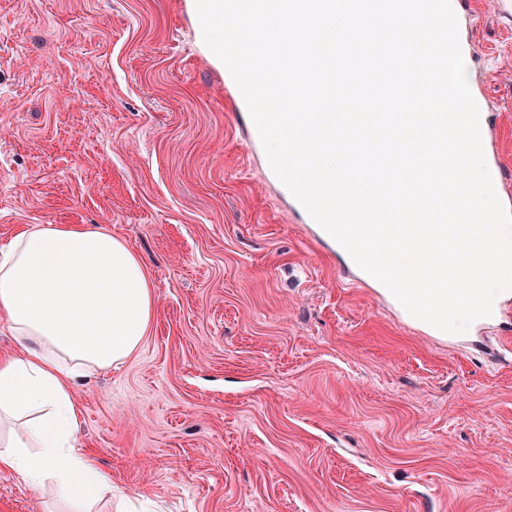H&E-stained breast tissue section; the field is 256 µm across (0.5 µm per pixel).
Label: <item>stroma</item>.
<instances>
[{"mask_svg": "<svg viewBox=\"0 0 512 512\" xmlns=\"http://www.w3.org/2000/svg\"><path fill=\"white\" fill-rule=\"evenodd\" d=\"M469 2L512 174V18ZM245 138L185 0H0V249L102 225L153 286L139 352L73 392L92 512H512V363L345 283ZM70 508L0 473V512Z\"/></svg>", "mask_w": 512, "mask_h": 512, "instance_id": "1", "label": "stroma"}]
</instances>
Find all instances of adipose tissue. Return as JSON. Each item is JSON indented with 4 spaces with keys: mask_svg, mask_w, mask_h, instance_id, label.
Returning <instances> with one entry per match:
<instances>
[{
    "mask_svg": "<svg viewBox=\"0 0 512 512\" xmlns=\"http://www.w3.org/2000/svg\"><path fill=\"white\" fill-rule=\"evenodd\" d=\"M154 310L147 270L123 239L85 224L22 226L0 252V316L19 345L0 356V420L32 422L0 434V472L35 489L55 481L74 512L111 492L110 478L74 449L72 389L136 354Z\"/></svg>",
    "mask_w": 512,
    "mask_h": 512,
    "instance_id": "ef3b65f1",
    "label": "adipose tissue"
}]
</instances>
